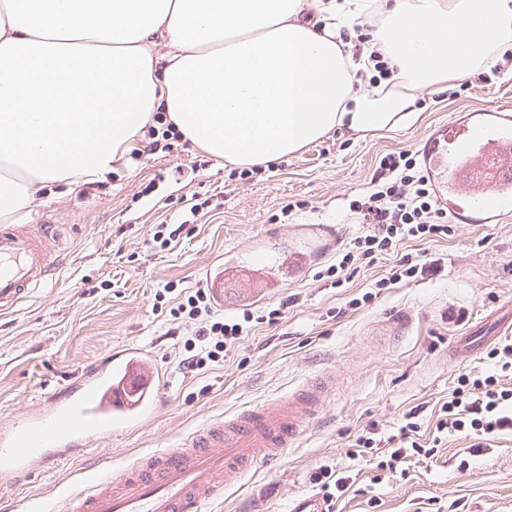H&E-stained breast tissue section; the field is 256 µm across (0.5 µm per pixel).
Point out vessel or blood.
I'll return each instance as SVG.
<instances>
[{"instance_id":"b4317fda","label":"vessel or blood","mask_w":512,"mask_h":512,"mask_svg":"<svg viewBox=\"0 0 512 512\" xmlns=\"http://www.w3.org/2000/svg\"><path fill=\"white\" fill-rule=\"evenodd\" d=\"M422 159L441 205L457 220L498 224L512 200V110L458 114L426 139ZM59 234L52 224L0 226V314L13 312L44 287L59 265ZM232 271L206 267L201 281L216 306L226 301ZM282 276L259 274L240 302L273 293ZM165 372L143 349L115 348L59 392L46 407L0 425V494L112 433L116 421L147 422L162 405ZM323 403L322 390L288 396L211 420L176 447L101 477L92 489L70 494L67 512H199L216 497L224 476L278 459Z\"/></svg>"}]
</instances>
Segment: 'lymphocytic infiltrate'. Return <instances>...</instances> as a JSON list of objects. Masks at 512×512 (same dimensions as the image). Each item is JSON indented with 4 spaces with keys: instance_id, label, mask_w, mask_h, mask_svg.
<instances>
[{
    "instance_id": "f902f5d3",
    "label": "lymphocytic infiltrate",
    "mask_w": 512,
    "mask_h": 512,
    "mask_svg": "<svg viewBox=\"0 0 512 512\" xmlns=\"http://www.w3.org/2000/svg\"><path fill=\"white\" fill-rule=\"evenodd\" d=\"M348 210L364 229L350 240L335 264L317 272V281L340 288L361 266L373 264L379 257L390 256L394 262L385 276L349 299L345 310L366 307L386 289L439 272L437 260L399 250L407 240L435 242L446 238L454 224L438 202L416 151L380 156L369 188L350 199ZM297 303V296L290 295L270 307L227 317L215 309L208 290L201 287L183 288L169 281L153 295V309L164 315L168 335L177 337L180 344V362L192 375L223 364L256 325L279 323ZM487 360L483 370L458 376L439 407L429 443H420L417 437L422 419L418 407L405 414L398 433L386 434L373 424L362 431L355 440L354 454L375 459L373 485H383L390 475L400 472L406 459L432 457L448 437L470 439L477 454L498 435L512 432V340L493 347Z\"/></svg>"
}]
</instances>
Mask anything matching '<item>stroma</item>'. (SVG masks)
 Instances as JSON below:
<instances>
[{
	"label": "stroma",
	"instance_id": "stroma-1",
	"mask_svg": "<svg viewBox=\"0 0 512 512\" xmlns=\"http://www.w3.org/2000/svg\"><path fill=\"white\" fill-rule=\"evenodd\" d=\"M415 121L395 131L357 135L342 130L286 158L261 182L231 178V165L210 160L192 170L201 153L192 145L125 159L112 176L89 184H48L24 217L50 213L64 227L63 266L40 292L0 316V421L43 406L76 374L116 347L154 354L167 377L165 405L141 427L116 424L102 442L55 464L0 501V512H60L69 494L89 478L176 447L213 418L231 415L334 380L322 409L306 423L285 456L249 476L231 475L222 497L204 512H289L311 494L310 477L332 463L357 471L360 486L372 473L350 455L358 432L370 422L397 428L404 413L423 406L422 433L431 434L437 401L455 379L484 367L485 357H450L470 330L488 336L512 301V215L498 224H456L452 235L426 244L440 259L439 275L387 289L369 306L330 319L329 310L364 291L390 265L381 259L360 270L349 287L316 281L361 230L346 204L367 190L375 161L389 151L417 150L423 136L460 112L512 109V76L471 85L452 98L416 93ZM181 167L183 179L137 198L142 183L160 170ZM216 195L219 209L191 216L179 199L193 192ZM306 201L288 221L282 203ZM188 222L191 234L169 252L151 250L156 224ZM299 251L308 261L259 307L298 294L299 304L274 326H258L245 349L222 366L190 376L179 367V347L152 308L156 288L169 281L194 288L217 259L253 269ZM469 442L450 437L435 458L411 462L405 479L390 480L369 504L360 491L339 499L332 512H512V434L497 437L467 469L458 458Z\"/></svg>",
	"mask_w": 512,
	"mask_h": 512
}]
</instances>
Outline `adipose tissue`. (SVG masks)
<instances>
[{"instance_id":"adipose-tissue-1","label":"adipose tissue","mask_w":512,"mask_h":512,"mask_svg":"<svg viewBox=\"0 0 512 512\" xmlns=\"http://www.w3.org/2000/svg\"><path fill=\"white\" fill-rule=\"evenodd\" d=\"M373 14L392 71L374 87L369 53L340 37ZM511 46L512 0H0V223L45 183L104 179L155 113L249 169L337 130L405 127L417 90Z\"/></svg>"}]
</instances>
